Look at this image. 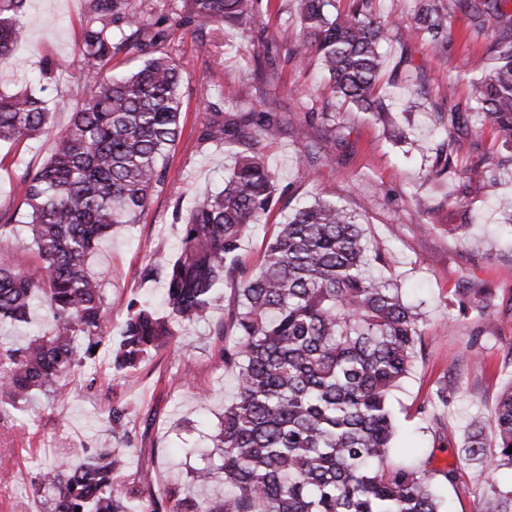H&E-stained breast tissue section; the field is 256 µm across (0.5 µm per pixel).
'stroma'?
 Instances as JSON below:
<instances>
[{"mask_svg":"<svg viewBox=\"0 0 512 512\" xmlns=\"http://www.w3.org/2000/svg\"><path fill=\"white\" fill-rule=\"evenodd\" d=\"M136 2L164 31L160 48L182 70V133L167 158L166 186L154 192L137 223L115 225L90 257L91 269L105 277L113 332L121 330L129 299L163 306L161 280L144 279L143 267L156 253L174 252L182 236L177 209H189L196 196L224 185L240 146L206 139L209 125L219 115L228 119L271 108L282 117V131L261 149L291 205L320 196L359 213L367 241L385 252L383 275L423 314L421 349L391 395L394 460L433 472L456 469L457 483L443 484L442 490L453 512H476L470 490L485 475L461 461L460 449L471 418L490 415L501 390L512 383V227L503 224L496 207L498 198L512 197V171L495 186L475 183L467 194L459 193L471 160L500 151L487 129L479 137L453 141L454 177L438 183L427 174L445 138L429 116L449 112L454 102L468 98L469 75L492 62L488 41L472 38L463 14L457 13L444 50L422 38L406 42L394 36L381 44L385 66L379 91L409 110L410 139L397 144L367 113L333 97L316 57L303 62L291 57L299 41L289 23L291 0H270L263 32L246 34L171 26L168 18L179 0ZM85 10L86 0H26L12 60L0 70V91L27 89L41 96L56 128L69 124L79 98L71 72L80 60ZM267 53L275 60L273 68H258L256 56ZM326 109L346 125L347 146L303 166L298 157L304 143L296 142L293 129L304 126L306 143H322L326 129L316 114ZM51 153L47 136L0 143V212L24 211L20 175L39 170ZM287 214L275 209L244 239L240 262L245 274L260 271L266 245ZM452 224L460 225L459 234L449 233ZM468 237L482 238V251L470 252L464 243ZM464 281L489 284L496 294V307L484 324L491 340L471 362L458 359L477 325L456 311V290ZM232 304V292H225L207 320L178 327L179 351L167 346L152 352L133 377L112 375L104 363L94 370L86 367L72 377L64 405L44 398L37 416L18 424L0 420V512H41L26 495L31 476L59 460L79 462L86 449L107 438L108 402L89 388L94 375L111 385L113 396L131 413L134 441L127 471L151 470L145 503L161 499L175 484L190 499L221 497L223 481L203 485L193 481L191 471L200 467L208 436L236 391V370L222 357L223 339L207 335L209 324L223 319ZM442 386L452 394L447 408L435 401Z\"/></svg>","mask_w":512,"mask_h":512,"instance_id":"35a3bbf8","label":"stroma"}]
</instances>
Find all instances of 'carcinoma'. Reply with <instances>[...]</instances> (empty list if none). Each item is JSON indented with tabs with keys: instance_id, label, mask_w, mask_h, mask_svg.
<instances>
[{
	"instance_id": "cac0c4a2",
	"label": "carcinoma",
	"mask_w": 512,
	"mask_h": 512,
	"mask_svg": "<svg viewBox=\"0 0 512 512\" xmlns=\"http://www.w3.org/2000/svg\"><path fill=\"white\" fill-rule=\"evenodd\" d=\"M294 0L292 22L305 51L320 61L331 92L344 103L373 114L388 134L408 139V129L378 91L383 68L379 44L392 22L374 12L373 0ZM508 0H454L472 33L496 52L491 68L471 80V95L455 110L434 115L448 138L477 136L489 127L512 150V11ZM24 0H0V68L13 53ZM175 26L189 23L252 29L261 24V0H180ZM495 23H490V20ZM80 63L72 78L81 88L70 123L52 134L53 152L35 174L25 173L26 210L7 222L30 235L0 247V318L27 323L35 303L45 307L52 329L19 345L0 344V413L30 403L42 391L53 401L68 397L70 379L96 360L108 341L112 303L103 280L91 270L96 244L116 224H134L154 188L167 180L166 154L181 133V72L156 50L162 39L132 10L130 0H87ZM423 37L448 46L444 0H418L402 38ZM134 50L146 59L128 76L88 79L112 57ZM312 116L329 126L320 146L345 143L334 112ZM50 112L30 92L0 94V142H20L47 132ZM281 118L274 112H241L216 120L208 139L234 141L238 153L224 187L198 197L182 222L178 253H158L143 271L163 276L167 314L131 298L118 347L109 363L115 375L131 377L153 350L178 352L175 325L203 319L229 281L233 308L209 335L233 332L224 364L238 373L237 394L224 407L218 431L208 435L212 451L193 479L224 480L232 493L211 502L166 491L173 512H448L436 474L391 462L396 424L390 407L394 388L409 374L421 341L419 306L404 302L390 279L371 274L385 253L367 244L358 216L316 198L291 210L266 247L258 274L238 273L241 243L254 225L282 202L276 173L260 145L276 139ZM454 168L453 155L437 153L429 177ZM469 181L491 185L496 164L478 160ZM33 246L39 266L29 273L13 260L16 249ZM461 311L488 317L493 289L465 282L457 288ZM106 422L112 438L130 443L128 408L112 398ZM496 431L497 452L486 453L485 423ZM512 384L500 394L488 421L470 424L461 451L489 471L474 493L477 512H512ZM124 456L108 444L74 465L61 460L30 478L28 494L43 512H159L138 501L150 484L140 470L131 485L120 480Z\"/></svg>"
}]
</instances>
